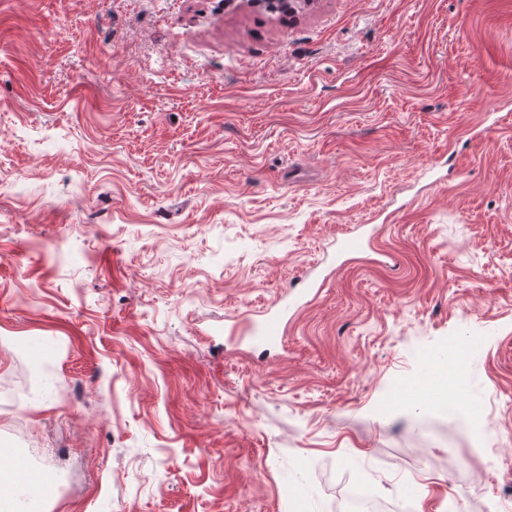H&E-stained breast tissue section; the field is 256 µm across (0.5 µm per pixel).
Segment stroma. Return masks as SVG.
Listing matches in <instances>:
<instances>
[{"label": "stroma", "instance_id": "obj_1", "mask_svg": "<svg viewBox=\"0 0 512 512\" xmlns=\"http://www.w3.org/2000/svg\"><path fill=\"white\" fill-rule=\"evenodd\" d=\"M459 337L512 433V0H0V447L51 512H512V443L377 409Z\"/></svg>", "mask_w": 512, "mask_h": 512}]
</instances>
